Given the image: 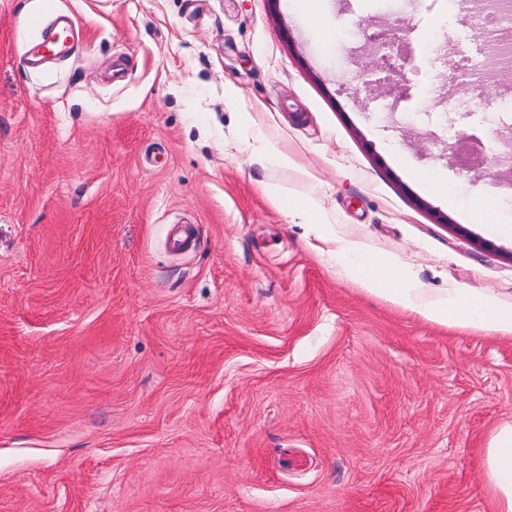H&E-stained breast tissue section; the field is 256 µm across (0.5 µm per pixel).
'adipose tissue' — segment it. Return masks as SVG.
Here are the masks:
<instances>
[{"label":"adipose tissue","mask_w":512,"mask_h":512,"mask_svg":"<svg viewBox=\"0 0 512 512\" xmlns=\"http://www.w3.org/2000/svg\"><path fill=\"white\" fill-rule=\"evenodd\" d=\"M337 257L347 276L365 292L428 321L512 334V307L501 305L490 293L451 290L428 301L415 278L400 271L390 257L366 253L351 243L341 245ZM483 474L494 512H512V425L492 435L483 451Z\"/></svg>","instance_id":"1"}]
</instances>
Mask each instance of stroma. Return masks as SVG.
<instances>
[{
    "label": "stroma",
    "instance_id": "1",
    "mask_svg": "<svg viewBox=\"0 0 512 512\" xmlns=\"http://www.w3.org/2000/svg\"><path fill=\"white\" fill-rule=\"evenodd\" d=\"M484 10L0 0V512H492L512 337L394 307L334 254L512 307V236L469 215L512 182V76L449 69L485 58ZM53 13L75 48L29 66ZM372 24L399 96L367 87Z\"/></svg>",
    "mask_w": 512,
    "mask_h": 512
}]
</instances>
